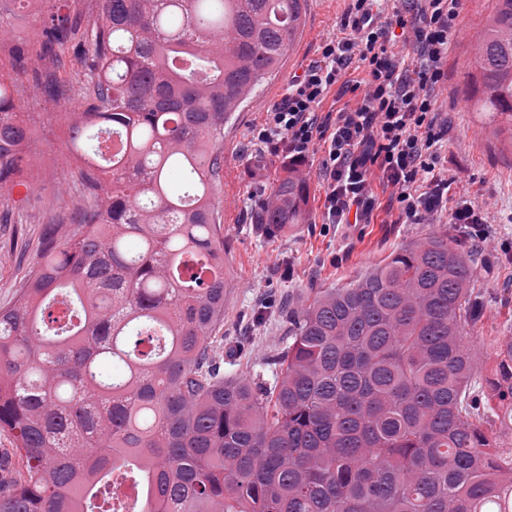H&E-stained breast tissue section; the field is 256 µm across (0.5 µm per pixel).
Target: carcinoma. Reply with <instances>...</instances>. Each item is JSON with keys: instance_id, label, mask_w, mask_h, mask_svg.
<instances>
[{"instance_id": "carcinoma-1", "label": "carcinoma", "mask_w": 512, "mask_h": 512, "mask_svg": "<svg viewBox=\"0 0 512 512\" xmlns=\"http://www.w3.org/2000/svg\"><path fill=\"white\" fill-rule=\"evenodd\" d=\"M42 0L30 55L88 71L72 113L93 207L45 236L0 308V512H512V339L471 388L474 259L430 236L281 312L282 346L224 377V124L275 71L306 0H102L81 30ZM468 74L512 146V0H495ZM29 130L0 78V191L29 184ZM290 170L255 217L307 219Z\"/></svg>"}]
</instances>
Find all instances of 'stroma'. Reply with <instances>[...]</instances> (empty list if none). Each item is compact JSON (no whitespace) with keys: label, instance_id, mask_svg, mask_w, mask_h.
Returning a JSON list of instances; mask_svg holds the SVG:
<instances>
[{"label":"stroma","instance_id":"stroma-1","mask_svg":"<svg viewBox=\"0 0 512 512\" xmlns=\"http://www.w3.org/2000/svg\"><path fill=\"white\" fill-rule=\"evenodd\" d=\"M492 3L465 0L445 63L448 79L436 104L451 123L439 166L488 207L493 228L490 241L477 251L475 288L482 302L478 336L472 341V384L477 389L492 368L490 339L512 337V252L501 250L503 240L512 241V153L503 151L492 128L477 122L465 93L467 75L474 70L473 45ZM349 7L350 0H307L305 25L293 49L224 127V169L216 202L224 234V324L219 333L228 376L260 366L279 348L284 334L276 315L280 299L295 304L310 289L349 285L391 253L425 237L460 242L458 231L447 223H395L389 195L383 191L367 223H325L324 153L318 147L297 166L308 184V223L284 233L254 221L261 202L287 172L289 158L285 144H254L253 131L264 112L281 102L292 77L339 34ZM46 67V61L33 56L25 71L12 74L34 138L35 171L20 202L10 204L8 221H0V307L15 301L47 229L65 238L88 207L78 164L67 145L66 114L82 107L91 89L81 65L72 62L55 73L68 89L67 97L55 98L46 92L41 77Z\"/></svg>","mask_w":512,"mask_h":512}]
</instances>
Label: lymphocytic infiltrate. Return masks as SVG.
<instances>
[{"instance_id": "f902f5d3", "label": "lymphocytic infiltrate", "mask_w": 512, "mask_h": 512, "mask_svg": "<svg viewBox=\"0 0 512 512\" xmlns=\"http://www.w3.org/2000/svg\"><path fill=\"white\" fill-rule=\"evenodd\" d=\"M463 0H394L390 12L375 0H352L350 32L325 43L319 57L293 77L282 101L269 108L254 138L286 142L292 159L320 146L325 221L346 224L376 205L374 179L391 189L402 224H431L447 217L478 248L489 239V217L468 191L437 169L448 122L436 108L444 63ZM405 56H397L395 44ZM365 74L355 107L320 115L332 87L347 90L349 69Z\"/></svg>"}]
</instances>
